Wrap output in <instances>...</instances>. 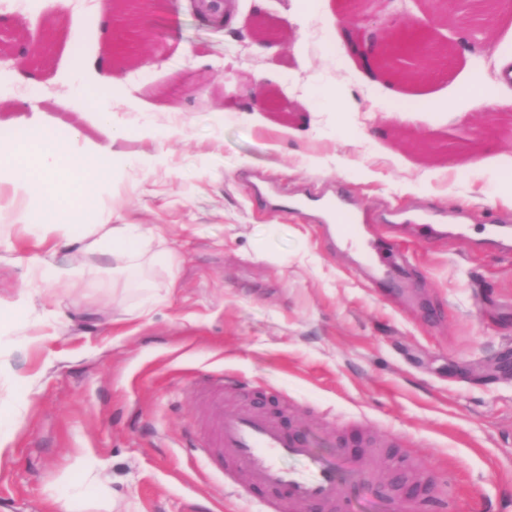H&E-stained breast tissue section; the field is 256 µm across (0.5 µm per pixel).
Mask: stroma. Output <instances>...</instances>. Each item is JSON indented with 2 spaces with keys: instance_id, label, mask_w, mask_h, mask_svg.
<instances>
[{
  "instance_id": "1",
  "label": "stroma",
  "mask_w": 512,
  "mask_h": 512,
  "mask_svg": "<svg viewBox=\"0 0 512 512\" xmlns=\"http://www.w3.org/2000/svg\"><path fill=\"white\" fill-rule=\"evenodd\" d=\"M287 24L265 55L246 46L255 16ZM343 0H233L224 26L190 0H164L144 54L114 52L97 0H0V136L8 107L35 98L60 132L105 133L92 112H64L71 87L100 85V61L124 88L111 101L126 160L92 210L166 240L175 267L147 266L149 291L112 275L51 285L46 308L68 325H34L30 346L0 335V405L15 376H38L10 452L0 458V512H263L265 496L233 493L205 451V401H272L305 430L310 470L336 465L335 441L379 447L382 477L346 467L350 512H414L421 481L453 487L458 512H512V257L487 240V209L512 215V16L474 42L434 27L450 46L443 72L395 79L345 49ZM496 88L463 94L476 78ZM263 83L272 107L245 111ZM160 131L138 136L143 122ZM484 127L476 147L449 134ZM292 192L342 188L377 235L411 252L399 288L384 290L357 251L294 214L270 210L252 184ZM466 210L464 239L423 242L417 216ZM0 247V297L23 268L9 252L44 251L13 232ZM97 477L82 483L83 470Z\"/></svg>"
}]
</instances>
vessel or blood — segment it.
<instances>
[{
	"instance_id": "1",
	"label": "vessel or blood",
	"mask_w": 512,
	"mask_h": 512,
	"mask_svg": "<svg viewBox=\"0 0 512 512\" xmlns=\"http://www.w3.org/2000/svg\"><path fill=\"white\" fill-rule=\"evenodd\" d=\"M321 208L346 241L360 244L368 261L380 268L379 279L388 288H396L393 265L402 256L388 243L366 241L356 216L335 199L326 198ZM488 232L496 248L512 251V228L496 212H488ZM208 428L211 448L253 486L277 495L288 512H348L343 489L335 468L323 467L306 474L285 468L282 458L309 459L312 448L305 434L286 426L264 408L254 405H225L223 398L210 403ZM379 456L375 451H361L350 456L338 452L337 466L356 469L369 478H378Z\"/></svg>"
}]
</instances>
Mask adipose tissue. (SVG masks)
Masks as SVG:
<instances>
[{
    "mask_svg": "<svg viewBox=\"0 0 512 512\" xmlns=\"http://www.w3.org/2000/svg\"><path fill=\"white\" fill-rule=\"evenodd\" d=\"M105 139H85L79 130L57 138L53 124L44 120L34 101L21 102L11 121L23 130L25 139L0 141V195H35L44 202L38 220H29L27 212H16L14 221L26 236L47 243L39 262L27 268V284L13 300L0 299V333L10 332L20 342H30V324L26 312L35 310V295L42 284L60 283L71 276L70 269L57 258L48 241L57 238L78 244L85 255H111L129 278L141 275L147 263L173 264L175 258L163 239L138 232L133 224L110 223L104 212H89L88 204L103 187L111 184L117 172L115 143L124 130L116 126L111 113L100 115ZM78 173L79 179L66 209L55 203L56 183L65 172Z\"/></svg>",
    "mask_w": 512,
    "mask_h": 512,
    "instance_id": "adipose-tissue-1",
    "label": "adipose tissue"
}]
</instances>
